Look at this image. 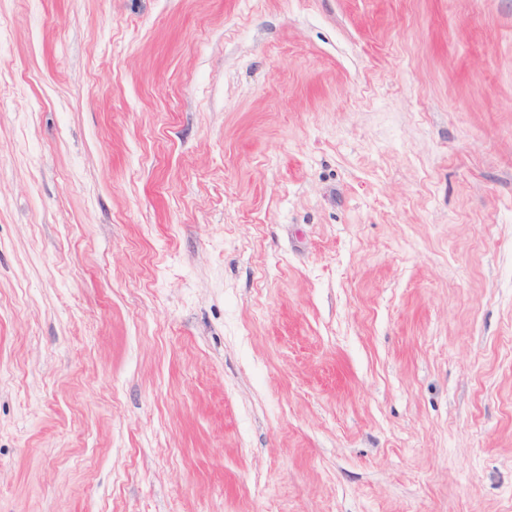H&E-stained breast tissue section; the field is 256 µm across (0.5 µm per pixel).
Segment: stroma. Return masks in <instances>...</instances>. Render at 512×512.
<instances>
[{"label": "stroma", "mask_w": 512, "mask_h": 512, "mask_svg": "<svg viewBox=\"0 0 512 512\" xmlns=\"http://www.w3.org/2000/svg\"><path fill=\"white\" fill-rule=\"evenodd\" d=\"M0 512H512V0H0Z\"/></svg>", "instance_id": "stroma-1"}]
</instances>
